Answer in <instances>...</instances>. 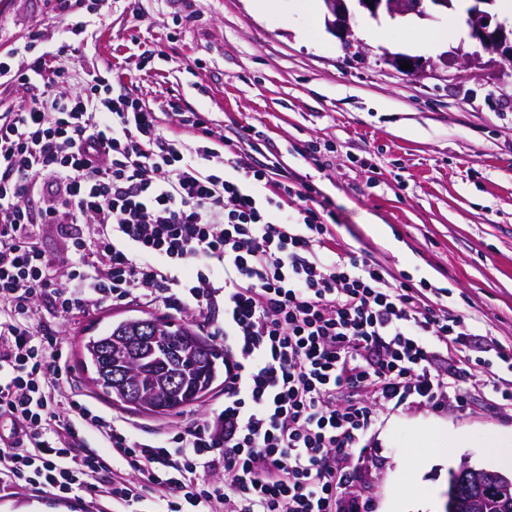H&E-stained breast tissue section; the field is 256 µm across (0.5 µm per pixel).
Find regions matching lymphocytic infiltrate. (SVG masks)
Here are the masks:
<instances>
[{"instance_id":"lymphocytic-infiltrate-1","label":"lymphocytic infiltrate","mask_w":512,"mask_h":512,"mask_svg":"<svg viewBox=\"0 0 512 512\" xmlns=\"http://www.w3.org/2000/svg\"><path fill=\"white\" fill-rule=\"evenodd\" d=\"M64 54L23 71L0 61V80L28 94L0 115V492L372 512L352 485L387 415L462 411L474 387L512 406V345L480 356L478 317L449 313L444 288L339 247L335 209L248 129L218 135L193 112L185 142L99 71L69 89ZM39 226L63 255L46 253ZM133 302L192 314L223 341L214 417L146 438L64 398L58 323ZM91 435L108 454L88 450Z\"/></svg>"}]
</instances>
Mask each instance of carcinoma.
I'll use <instances>...</instances> for the list:
<instances>
[{
	"label": "carcinoma",
	"mask_w": 512,
	"mask_h": 512,
	"mask_svg": "<svg viewBox=\"0 0 512 512\" xmlns=\"http://www.w3.org/2000/svg\"><path fill=\"white\" fill-rule=\"evenodd\" d=\"M159 330L151 340V351L158 358H177L182 387L177 392L166 391L160 369L139 364L126 355L137 352L128 344L137 335L138 318L127 317L112 324L98 336H88L83 342L82 365L91 374L94 385L124 406L123 393L112 387L110 369L120 365L128 369L143 390L144 410L156 414H178L194 405L211 389L221 376L224 353L208 343L188 326L156 319ZM512 487V474H505L468 460L448 471L445 512H503L505 503L498 498L499 490Z\"/></svg>",
	"instance_id": "cac0c4a2"
}]
</instances>
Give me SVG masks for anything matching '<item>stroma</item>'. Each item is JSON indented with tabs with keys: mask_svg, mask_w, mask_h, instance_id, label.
Listing matches in <instances>:
<instances>
[{
	"mask_svg": "<svg viewBox=\"0 0 512 512\" xmlns=\"http://www.w3.org/2000/svg\"><path fill=\"white\" fill-rule=\"evenodd\" d=\"M83 33L72 34L76 22ZM355 44L345 49L324 22L322 0H77L68 13L55 0H0V59L12 68L30 58L21 46L72 49L74 76L96 68L123 90L157 108L175 100L163 122L187 137L178 112H202L214 131L250 128L263 150L278 153L289 174L303 175L336 208L342 247L447 287L448 307L473 303L482 329L512 342V63L474 67L456 49L485 56L480 42L433 40L448 16L373 18L355 12ZM391 33L373 42L369 30ZM151 64H142L143 56ZM427 60L408 75L388 58ZM317 142L319 160L301 154ZM130 316L164 317L209 329L184 313L138 303L102 308L62 323L73 386L98 408L118 412L147 434L208 415L223 382L182 414L157 415L116 407L81 367L85 337ZM437 429L512 435V410L472 394L463 412L417 406L388 418L371 439L374 462L357 484L377 512L417 492L424 512H444L448 470L461 458L489 460L479 442L432 452L422 436ZM103 501L58 499L20 490L0 496V512H103Z\"/></svg>",
	"mask_w": 512,
	"mask_h": 512,
	"instance_id": "stroma-1",
	"label": "stroma"
}]
</instances>
